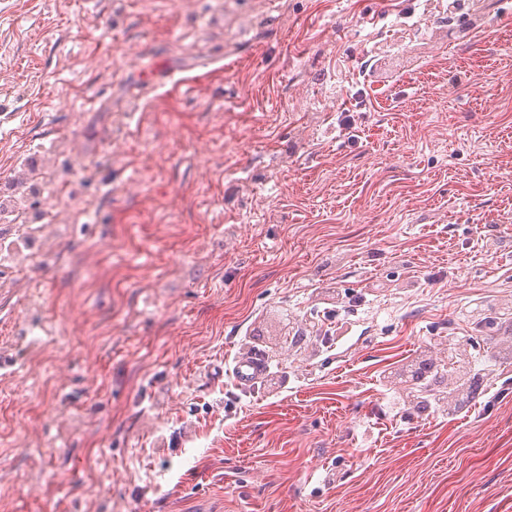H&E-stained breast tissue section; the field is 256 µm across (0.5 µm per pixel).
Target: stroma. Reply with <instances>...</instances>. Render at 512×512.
Listing matches in <instances>:
<instances>
[{"mask_svg": "<svg viewBox=\"0 0 512 512\" xmlns=\"http://www.w3.org/2000/svg\"><path fill=\"white\" fill-rule=\"evenodd\" d=\"M484 3L0 0V512H512ZM467 342L501 353L479 397L409 413ZM263 372V364L255 357L237 356L233 361L231 374L240 389H247ZM441 364H435L431 359L417 361L411 370V388H420L419 391L426 393V396L419 397L411 410L417 414H425L432 408V402L442 397H447V391L442 390ZM423 389V390H422Z\"/></svg>", "mask_w": 512, "mask_h": 512, "instance_id": "stroma-1", "label": "stroma"}]
</instances>
